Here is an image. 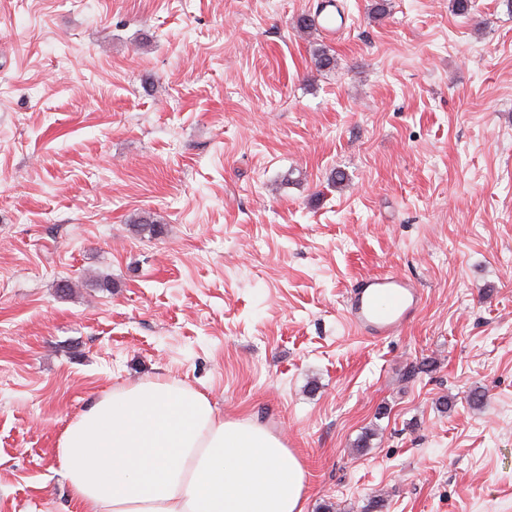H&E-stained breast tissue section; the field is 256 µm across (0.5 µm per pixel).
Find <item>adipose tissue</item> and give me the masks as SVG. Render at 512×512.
Returning <instances> with one entry per match:
<instances>
[{
    "instance_id": "adipose-tissue-1",
    "label": "adipose tissue",
    "mask_w": 512,
    "mask_h": 512,
    "mask_svg": "<svg viewBox=\"0 0 512 512\" xmlns=\"http://www.w3.org/2000/svg\"><path fill=\"white\" fill-rule=\"evenodd\" d=\"M57 454L73 497L94 512H303L304 468L284 441L224 419L177 380L103 396Z\"/></svg>"
}]
</instances>
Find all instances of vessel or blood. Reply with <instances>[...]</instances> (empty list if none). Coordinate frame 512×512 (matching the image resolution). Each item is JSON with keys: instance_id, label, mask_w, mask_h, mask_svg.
I'll return each instance as SVG.
<instances>
[{"instance_id": "b4317fda", "label": "vessel or blood", "mask_w": 512, "mask_h": 512, "mask_svg": "<svg viewBox=\"0 0 512 512\" xmlns=\"http://www.w3.org/2000/svg\"><path fill=\"white\" fill-rule=\"evenodd\" d=\"M422 303L415 284L399 275H371L351 292L345 320L352 334L382 340L395 335Z\"/></svg>"}]
</instances>
